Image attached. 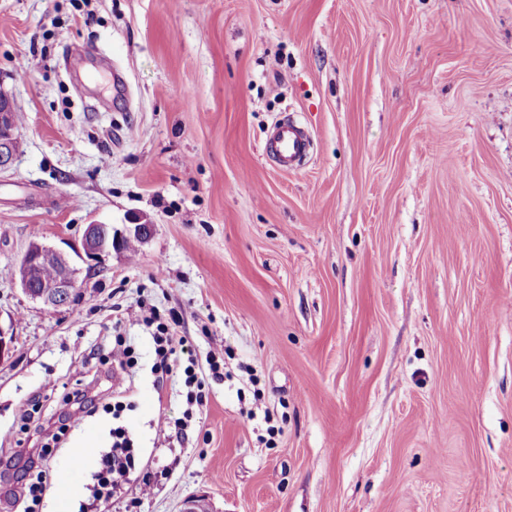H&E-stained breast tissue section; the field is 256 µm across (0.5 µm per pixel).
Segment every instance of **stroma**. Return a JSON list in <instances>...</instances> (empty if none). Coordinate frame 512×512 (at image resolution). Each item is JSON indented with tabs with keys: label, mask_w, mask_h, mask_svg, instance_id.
I'll list each match as a JSON object with an SVG mask.
<instances>
[{
	"label": "stroma",
	"mask_w": 512,
	"mask_h": 512,
	"mask_svg": "<svg viewBox=\"0 0 512 512\" xmlns=\"http://www.w3.org/2000/svg\"><path fill=\"white\" fill-rule=\"evenodd\" d=\"M26 76H18V64ZM0 92L21 116L0 175V512H23L35 395L85 383L95 413L44 462L42 512H82L112 446V394L87 364L113 336L141 356L121 423L144 465L109 512H512V0H0ZM302 124L299 169L265 153ZM143 219L134 252L81 263L49 311L13 271L29 242ZM164 273H157V266ZM177 317L199 366L232 378L182 417L154 386L151 329ZM286 415L274 447L239 414V362Z\"/></svg>",
	"instance_id": "obj_1"
}]
</instances>
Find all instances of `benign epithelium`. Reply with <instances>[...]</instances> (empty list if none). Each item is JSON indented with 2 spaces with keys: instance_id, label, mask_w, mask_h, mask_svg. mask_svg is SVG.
I'll return each mask as SVG.
<instances>
[{
  "instance_id": "7a95c632",
  "label": "benign epithelium",
  "mask_w": 512,
  "mask_h": 512,
  "mask_svg": "<svg viewBox=\"0 0 512 512\" xmlns=\"http://www.w3.org/2000/svg\"><path fill=\"white\" fill-rule=\"evenodd\" d=\"M19 149L16 135L15 113L12 102L0 97V175L8 172ZM154 225L137 221L117 229L110 224H87L81 238V249L76 256L32 241L27 246L14 271V280L29 298L41 303L46 309L56 311L67 306L77 288L78 274L75 258L101 261L112 252L123 250L125 241L136 239L146 242L153 234ZM55 259L58 274L52 279L42 277L40 268L45 256Z\"/></svg>"
}]
</instances>
